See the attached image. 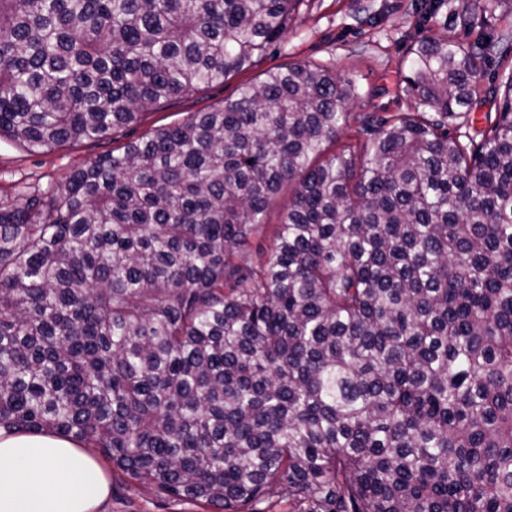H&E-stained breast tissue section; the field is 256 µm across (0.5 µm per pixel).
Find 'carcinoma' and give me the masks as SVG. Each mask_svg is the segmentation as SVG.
<instances>
[{
    "label": "carcinoma",
    "mask_w": 512,
    "mask_h": 512,
    "mask_svg": "<svg viewBox=\"0 0 512 512\" xmlns=\"http://www.w3.org/2000/svg\"><path fill=\"white\" fill-rule=\"evenodd\" d=\"M298 2L0 0V139L103 140ZM455 16L405 112L354 128L351 81L281 66L0 205V429L215 512H512V0ZM246 512H292L288 497L279 490L274 491L267 499L253 503L244 509Z\"/></svg>",
    "instance_id": "1"
}]
</instances>
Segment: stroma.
<instances>
[{
  "mask_svg": "<svg viewBox=\"0 0 512 512\" xmlns=\"http://www.w3.org/2000/svg\"><path fill=\"white\" fill-rule=\"evenodd\" d=\"M431 0H302L287 33L250 69L205 91L171 99L147 113L134 131L82 145H65L47 153H30L0 141V202L23 204L34 192L65 181L78 166L111 151L155 126L187 118L220 106L237 96L241 84L263 72L293 63L317 62L332 66L352 79L362 96L352 106L353 121L370 113L382 116L405 109L395 86L407 71L409 48L418 39L447 29L466 39V32L451 22L453 11L465 0H445L431 20H423ZM110 494L99 512H207L202 504L156 495L139 484L108 473Z\"/></svg>",
  "mask_w": 512,
  "mask_h": 512,
  "instance_id": "35a3bbf8",
  "label": "stroma"
}]
</instances>
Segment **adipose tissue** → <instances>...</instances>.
<instances>
[{
	"label": "adipose tissue",
	"mask_w": 512,
	"mask_h": 512,
	"mask_svg": "<svg viewBox=\"0 0 512 512\" xmlns=\"http://www.w3.org/2000/svg\"><path fill=\"white\" fill-rule=\"evenodd\" d=\"M108 495L97 461L70 438L0 430V512H96Z\"/></svg>",
	"instance_id": "1"
}]
</instances>
